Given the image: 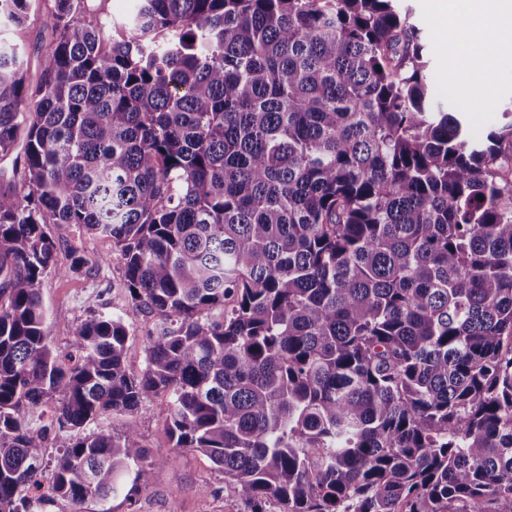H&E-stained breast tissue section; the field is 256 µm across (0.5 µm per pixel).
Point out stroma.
I'll list each match as a JSON object with an SVG mask.
<instances>
[{"instance_id": "1", "label": "stroma", "mask_w": 512, "mask_h": 512, "mask_svg": "<svg viewBox=\"0 0 512 512\" xmlns=\"http://www.w3.org/2000/svg\"><path fill=\"white\" fill-rule=\"evenodd\" d=\"M400 4L428 36L429 74L436 101L466 112L471 135L482 137L501 122L505 108L512 106V52L503 56L497 68L484 74L483 88H475L470 83L474 73L471 64L453 69L446 25L435 17L431 0H400ZM53 5V0H30L26 25L0 24V40L19 46L33 77L51 46ZM48 230L58 244L60 267L59 272L45 276L42 287L46 327L52 342L63 349L71 348L74 324L89 313L120 317L130 332L125 366L130 374H139L144 367L146 338L157 332L160 320L131 301L119 251L110 238L88 234L79 226L52 224ZM76 256L92 262V269L86 273L70 272ZM98 427L105 431L134 428L155 463L151 482L136 492L134 506L117 499L112 503L113 512H242L233 486L225 483L223 472L205 455L172 447L166 398H155L136 414L101 420Z\"/></svg>"}]
</instances>
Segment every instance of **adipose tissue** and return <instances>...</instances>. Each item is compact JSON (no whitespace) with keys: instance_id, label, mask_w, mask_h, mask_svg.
Instances as JSON below:
<instances>
[{"instance_id":"obj_1","label":"adipose tissue","mask_w":512,"mask_h":512,"mask_svg":"<svg viewBox=\"0 0 512 512\" xmlns=\"http://www.w3.org/2000/svg\"><path fill=\"white\" fill-rule=\"evenodd\" d=\"M436 11L448 23V41L461 47L467 58L485 57L484 38L512 44V0H470L465 17H458L453 0H434ZM467 24L481 34L480 40L462 41L459 26Z\"/></svg>"}]
</instances>
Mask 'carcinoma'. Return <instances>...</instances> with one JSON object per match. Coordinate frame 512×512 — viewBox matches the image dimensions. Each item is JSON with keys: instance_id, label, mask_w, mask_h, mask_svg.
I'll list each match as a JSON object with an SVG mask.
<instances>
[{"instance_id": "cac0c4a2", "label": "carcinoma", "mask_w": 512, "mask_h": 512, "mask_svg": "<svg viewBox=\"0 0 512 512\" xmlns=\"http://www.w3.org/2000/svg\"><path fill=\"white\" fill-rule=\"evenodd\" d=\"M138 2L106 41L54 0L34 81L0 41V512L132 501L142 438L91 425L160 396L245 512H512V110L474 139L433 103L395 0ZM50 224L160 317L139 375L119 317L50 340Z\"/></svg>"}]
</instances>
